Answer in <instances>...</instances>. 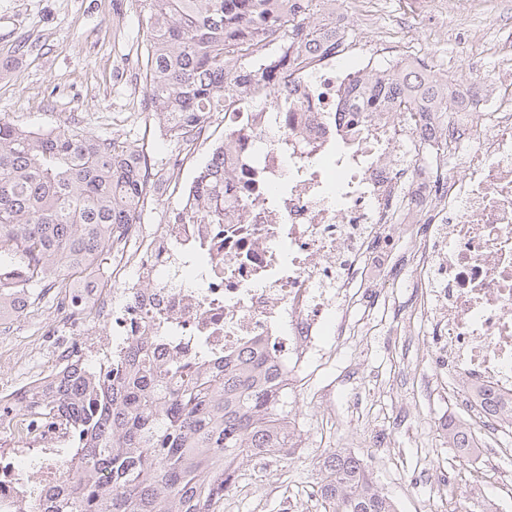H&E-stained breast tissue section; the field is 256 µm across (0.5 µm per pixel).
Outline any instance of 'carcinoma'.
Returning <instances> with one entry per match:
<instances>
[{
    "instance_id": "cac0c4a2",
    "label": "carcinoma",
    "mask_w": 512,
    "mask_h": 512,
    "mask_svg": "<svg viewBox=\"0 0 512 512\" xmlns=\"http://www.w3.org/2000/svg\"><path fill=\"white\" fill-rule=\"evenodd\" d=\"M145 22L138 67L144 109L177 144L234 105L242 73L286 70L341 27L336 0H137ZM281 40L266 53L267 42ZM395 112L453 106L448 84L418 81L396 63L371 70L346 101ZM197 208L223 206L224 169L199 174ZM144 191L142 165L122 141L76 126L46 131L0 118V267L23 273L0 286V324L92 266L125 236ZM284 375L262 354L227 362L163 361L142 342L90 365L71 355L13 408L38 414L73 441L65 481L40 492L34 512H218L241 460L292 441ZM463 425L448 442L466 452ZM323 512H395L359 459L327 453L316 477Z\"/></svg>"
}]
</instances>
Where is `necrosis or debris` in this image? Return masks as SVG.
Masks as SVG:
<instances>
[{
	"label": "necrosis or debris",
	"instance_id": "necrosis-or-debris-1",
	"mask_svg": "<svg viewBox=\"0 0 512 512\" xmlns=\"http://www.w3.org/2000/svg\"><path fill=\"white\" fill-rule=\"evenodd\" d=\"M373 61L346 44L314 52L276 85L248 77L254 93L225 109L224 212L197 211L185 181L212 137L165 160L177 201L156 230L131 222L112 252L127 276L117 291L73 293L61 354L113 353L156 336V353L189 359L262 352L292 382L347 343L357 307H374L390 265L387 232L411 227L410 260L422 269L413 304L433 329L431 363L489 439L512 421V83L449 79L454 112H347ZM448 144L428 164L434 139ZM42 453L0 448V512H30L43 484L68 474L57 428L24 420Z\"/></svg>",
	"mask_w": 512,
	"mask_h": 512
}]
</instances>
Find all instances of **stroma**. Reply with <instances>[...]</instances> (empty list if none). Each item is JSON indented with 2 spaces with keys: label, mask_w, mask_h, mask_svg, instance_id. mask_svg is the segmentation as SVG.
<instances>
[{
  "label": "stroma",
  "mask_w": 512,
  "mask_h": 512,
  "mask_svg": "<svg viewBox=\"0 0 512 512\" xmlns=\"http://www.w3.org/2000/svg\"><path fill=\"white\" fill-rule=\"evenodd\" d=\"M416 2L382 0L386 34L397 38L402 55L420 58L438 74L494 80L501 18L479 15L486 52L472 71L460 39L443 30L402 29ZM143 29L136 0H0V117L34 130L74 125L148 145L152 163H161L171 151L168 142L129 118L144 96L137 75ZM409 296L405 286H393L390 305H377L364 318L366 344L318 367L309 389L289 392L288 412L299 423L304 452L287 460L244 461L222 512H316L314 462L334 449L359 458L400 512H426L430 487L409 485L410 476L424 469L452 470L459 491L478 494L495 512H512V454L460 456L442 430L466 413L443 393L430 367L429 327L390 333L394 305ZM55 311L43 298L0 335V377L18 380L34 367L55 370L38 346ZM330 384L340 399L312 401L311 390Z\"/></svg>",
  "instance_id": "obj_1"
}]
</instances>
